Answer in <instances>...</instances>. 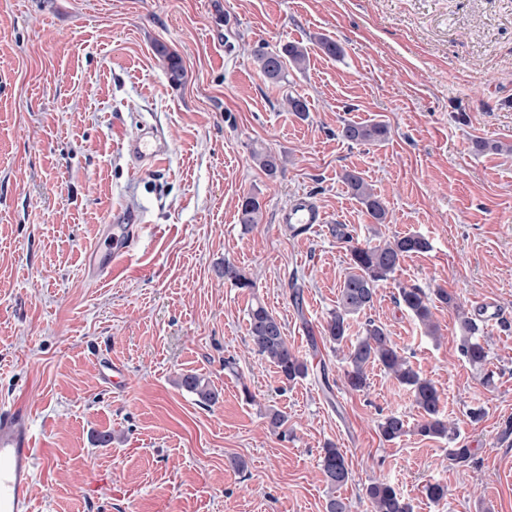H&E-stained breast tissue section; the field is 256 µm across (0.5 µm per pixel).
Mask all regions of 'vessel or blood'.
<instances>
[{"label":"vessel or blood","instance_id":"vessel-or-blood-1","mask_svg":"<svg viewBox=\"0 0 512 512\" xmlns=\"http://www.w3.org/2000/svg\"><path fill=\"white\" fill-rule=\"evenodd\" d=\"M130 154L138 161L153 165L165 149L152 134L139 133L126 142ZM137 217L115 212L113 221L104 225L103 238L117 235L133 239ZM286 224H321L324 213L307 201H297L282 216ZM31 412L23 403L0 409V512H33L32 485L38 468L48 467L35 448L36 438L30 428Z\"/></svg>","mask_w":512,"mask_h":512}]
</instances>
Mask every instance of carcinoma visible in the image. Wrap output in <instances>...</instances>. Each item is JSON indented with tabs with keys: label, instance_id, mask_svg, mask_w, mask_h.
<instances>
[{
	"label": "carcinoma",
	"instance_id": "cac0c4a2",
	"mask_svg": "<svg viewBox=\"0 0 512 512\" xmlns=\"http://www.w3.org/2000/svg\"><path fill=\"white\" fill-rule=\"evenodd\" d=\"M156 51L166 64L169 79L174 83L180 82L184 71L179 57L164 45L158 46ZM255 59L260 72L267 79L286 84L289 69L300 71L305 68L308 52L300 43H287L276 50L258 49ZM387 134V126L382 123L347 122L339 130L340 137L352 144L381 142ZM252 158L269 177L277 176L283 168V159L267 149L253 150ZM341 179L373 223H386L387 209L361 172L346 169ZM261 219L262 208L257 198L252 195L243 197L238 207L239 224L248 231ZM339 236L348 243L349 267L338 291L336 307L328 313L321 334L343 353L345 384L353 391H361L367 385L368 369L374 365L382 366L410 391L413 405L419 413L416 432L423 437L454 441L455 431L441 411V392L432 380L413 368L384 326L369 320L356 340L352 341L348 336L350 320L371 306L380 283L394 278L405 257L428 251L429 241L420 234L410 233L383 243L362 245L343 229L339 231ZM217 273L237 288L250 290L255 287L250 277L230 263L219 267ZM434 298L456 311L462 330L461 352L471 365L483 368L487 351L485 342L478 336L479 327L448 289L436 288L430 295L423 288L412 285L399 291V302L424 328L425 335L436 340L439 328L432 312ZM248 334L258 353L276 366L283 382L294 383L308 375L307 360L289 345L281 322L259 301L252 304L248 311ZM179 386L197 395L203 406L210 407L218 401V394L194 373L183 375ZM377 430L384 441L394 442L407 433V422L400 415L391 413L378 422ZM318 469L330 489L326 512H351L350 502L336 494V490L346 485L352 476L344 454L333 445L326 446L319 456ZM364 498L370 504V512H413L411 503L385 479H376L367 484Z\"/></svg>",
	"mask_w": 512,
	"mask_h": 512
}]
</instances>
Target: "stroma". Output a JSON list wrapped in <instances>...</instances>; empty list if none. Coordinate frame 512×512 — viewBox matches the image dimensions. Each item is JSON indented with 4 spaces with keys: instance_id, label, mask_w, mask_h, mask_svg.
<instances>
[{
    "instance_id": "obj_1",
    "label": "stroma",
    "mask_w": 512,
    "mask_h": 512,
    "mask_svg": "<svg viewBox=\"0 0 512 512\" xmlns=\"http://www.w3.org/2000/svg\"><path fill=\"white\" fill-rule=\"evenodd\" d=\"M322 38L343 56L326 55ZM288 42L306 46L307 66L272 83L253 52ZM159 43L180 58V84ZM290 94L307 100L308 119L288 111ZM347 121L383 122L388 135L348 143ZM145 126L166 148L156 167L121 145ZM483 141L512 146V0H0V408L29 407L51 462L36 473V512H326L317 461L330 442L352 470L340 490L352 512H366L373 478L413 512H512V153ZM261 148L286 156L276 177L254 162ZM346 168L372 185L386 223L348 193ZM248 194L263 216L246 234ZM302 198L326 221L295 236L281 217ZM126 209L142 223L129 256L86 276L99 226ZM342 224L361 242L430 241L349 336L369 320L386 327L440 389L455 443L412 431L383 441V416L415 421L409 391L378 366L363 391L348 389L340 355L311 340L347 272ZM226 262L255 288L218 276ZM407 285L460 296L492 384L462 355L455 311L434 305L432 340L398 302ZM255 301L307 359L306 378L282 383L252 351ZM186 373L218 402L180 388ZM274 410L287 435L269 429ZM453 445L470 449L467 462L450 459ZM429 481L447 484L445 500L426 498ZM179 386L197 395L199 403L203 406L211 407L218 401L219 395L197 374H184L179 381Z\"/></svg>"
}]
</instances>
